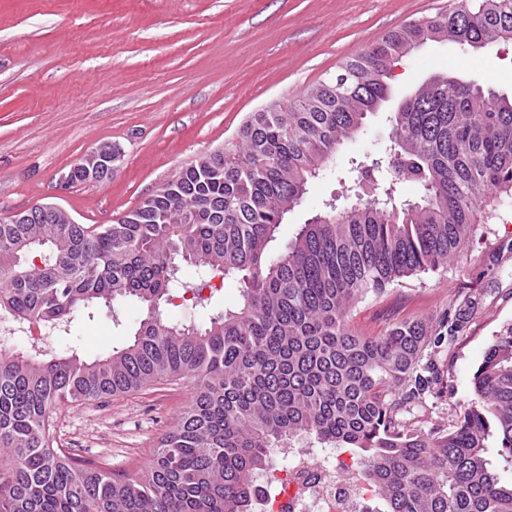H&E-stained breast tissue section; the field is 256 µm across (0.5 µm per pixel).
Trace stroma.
I'll return each mask as SVG.
<instances>
[{"instance_id":"35a3bbf8","label":"stroma","mask_w":512,"mask_h":512,"mask_svg":"<svg viewBox=\"0 0 512 512\" xmlns=\"http://www.w3.org/2000/svg\"><path fill=\"white\" fill-rule=\"evenodd\" d=\"M456 0H0V216L55 203L78 223L109 224L198 157L233 141L250 115L302 94L390 31L448 13ZM476 80L512 98V40L490 51L431 42L395 63L393 95L425 77ZM386 111L344 141L277 233L285 244L323 201L349 207L365 157L384 154ZM123 151L112 178L66 190L71 166L102 143ZM512 202L483 205L472 242L447 268L407 280L350 313L364 336L406 319L431 321L463 297L477 303L436 357L448 424L473 397L472 376L512 324ZM145 315L134 300L119 323L84 319L57 351L91 359L131 339ZM184 379L82 406L50 419L53 447L109 471L147 469L158 439L191 402Z\"/></svg>"}]
</instances>
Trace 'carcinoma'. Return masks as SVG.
<instances>
[{
    "label": "carcinoma",
    "mask_w": 512,
    "mask_h": 512,
    "mask_svg": "<svg viewBox=\"0 0 512 512\" xmlns=\"http://www.w3.org/2000/svg\"><path fill=\"white\" fill-rule=\"evenodd\" d=\"M512 32V0L466 6L387 33L284 107L252 113L224 153L182 168L111 224H55L50 214L0 222V322L64 336L83 314L133 298L149 307L132 341L92 360L38 343L0 357V512H253L255 477L276 449L312 436L349 454L371 512H512L486 458L512 465V325L472 377L474 399L447 427L433 417L434 356L472 315L459 303L431 322L362 336L349 313L409 278L448 265L492 189L512 192V99L482 85L424 87L389 116L385 176L363 163L369 199L325 203L284 247L272 243L291 209L345 140L382 105L389 68L422 42L488 41ZM417 183L414 205L375 198ZM40 256L37 268L22 257ZM236 279V307L204 324L159 311L192 294L177 262ZM191 379L188 407L141 475L49 446L62 403L83 405L164 381Z\"/></svg>",
    "instance_id": "1"
}]
</instances>
